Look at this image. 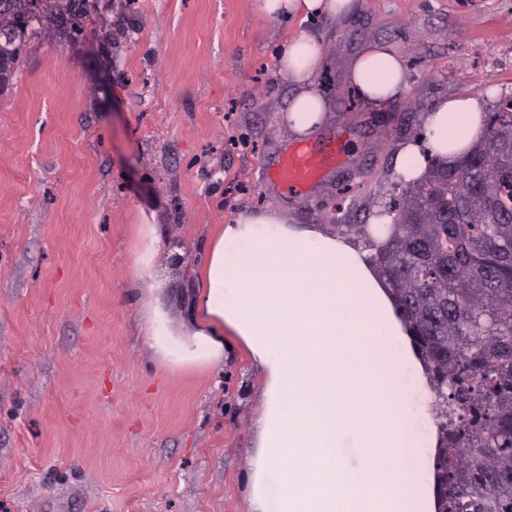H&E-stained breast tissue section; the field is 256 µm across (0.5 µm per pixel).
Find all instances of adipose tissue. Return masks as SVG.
I'll use <instances>...</instances> for the list:
<instances>
[{
    "mask_svg": "<svg viewBox=\"0 0 512 512\" xmlns=\"http://www.w3.org/2000/svg\"><path fill=\"white\" fill-rule=\"evenodd\" d=\"M356 0H259L273 20L342 16ZM322 58L303 31L283 45L278 75L294 93L293 134L313 130L328 110L311 78ZM347 79L366 102L383 105L405 86L401 56L373 42ZM474 97L440 100L425 116L433 155L453 159L482 135ZM192 319L171 328L152 278L147 334L174 366H212L224 339L238 337L267 373L250 456L252 512H433L423 438L432 419L427 396L409 407L413 350L375 269L334 233L300 230L268 210L221 225L212 235Z\"/></svg>",
    "mask_w": 512,
    "mask_h": 512,
    "instance_id": "1",
    "label": "adipose tissue"
}]
</instances>
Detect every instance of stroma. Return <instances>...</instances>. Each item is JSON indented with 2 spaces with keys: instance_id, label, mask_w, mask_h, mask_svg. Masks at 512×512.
<instances>
[{
  "instance_id": "obj_1",
  "label": "stroma",
  "mask_w": 512,
  "mask_h": 512,
  "mask_svg": "<svg viewBox=\"0 0 512 512\" xmlns=\"http://www.w3.org/2000/svg\"><path fill=\"white\" fill-rule=\"evenodd\" d=\"M256 4L112 0L111 31L22 48L0 93V512H251L263 371L234 338L218 366L167 367L136 281L167 277L180 327L218 226L267 209L364 248L350 227L400 195L395 147L424 136L426 113L512 93V0H363L304 22ZM304 29L329 110L297 137L277 70ZM373 41L406 68L381 108L345 78ZM300 146L322 167L294 193L272 173Z\"/></svg>"
}]
</instances>
